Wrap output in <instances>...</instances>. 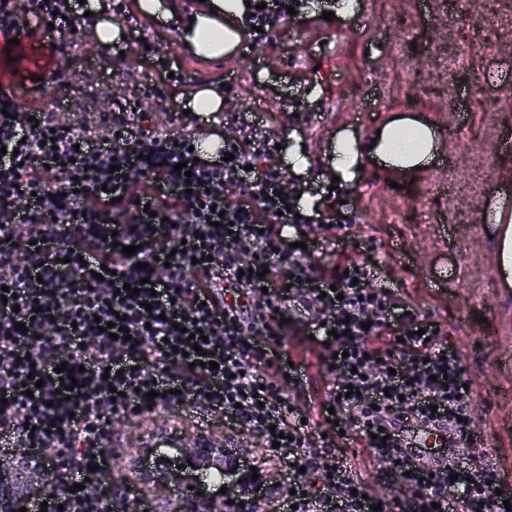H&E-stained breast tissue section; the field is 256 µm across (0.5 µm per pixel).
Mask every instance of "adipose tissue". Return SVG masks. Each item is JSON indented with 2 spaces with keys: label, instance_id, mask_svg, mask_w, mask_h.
I'll use <instances>...</instances> for the list:
<instances>
[{
  "label": "adipose tissue",
  "instance_id": "1",
  "mask_svg": "<svg viewBox=\"0 0 512 512\" xmlns=\"http://www.w3.org/2000/svg\"><path fill=\"white\" fill-rule=\"evenodd\" d=\"M244 15L243 0H212L210 8L193 15L192 28L183 37L197 56H224L240 41ZM435 148L430 128L411 119H399L382 128L372 152L383 163L405 172L427 164Z\"/></svg>",
  "mask_w": 512,
  "mask_h": 512
}]
</instances>
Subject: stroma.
<instances>
[{
    "label": "stroma",
    "mask_w": 512,
    "mask_h": 512,
    "mask_svg": "<svg viewBox=\"0 0 512 512\" xmlns=\"http://www.w3.org/2000/svg\"><path fill=\"white\" fill-rule=\"evenodd\" d=\"M173 2L166 21L135 7L129 14L140 36L176 55L189 74L159 101L158 123L186 110L194 89L217 88L230 112L248 113L276 135L282 170L305 182L314 204L337 191L373 238L379 284L399 291L462 349L476 382L475 428L486 435L489 456L512 470V399L504 397L512 392V288L496 282L488 231L497 207H512V149L502 145L512 135V0H353L345 13L338 10L343 0H303L304 25L280 19L269 42L226 59L198 57L180 40L179 18L205 10L204 0ZM329 11L336 21L327 25L322 15ZM94 41L93 26L83 25L64 64L78 90L65 110L71 121L96 113L98 93L131 101L160 81L141 61L115 73L118 49L88 52ZM491 72L499 77L493 85L485 81ZM406 114L436 135L430 165L404 174L365 157L353 182L333 186L339 137L366 142ZM293 151L305 167L291 168ZM454 257L461 279L431 286L430 271ZM162 420L218 440L227 430L223 420L189 408L116 424L108 479L131 488V512L145 501L156 512L176 506L169 489L143 482L132 467Z\"/></svg>",
    "instance_id": "stroma-1"
}]
</instances>
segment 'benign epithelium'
I'll return each instance as SVG.
<instances>
[{"label": "benign epithelium", "instance_id": "7a95c632", "mask_svg": "<svg viewBox=\"0 0 512 512\" xmlns=\"http://www.w3.org/2000/svg\"><path fill=\"white\" fill-rule=\"evenodd\" d=\"M180 452L184 461L181 468L142 472L143 480L165 485L172 495L178 497L179 512H254L255 503L249 490L253 484L262 485L266 482L263 473H258L256 478L252 477V471L240 469L238 456L231 455L222 445L201 438L184 446ZM212 466L225 473L239 475L242 482L235 483L219 496L196 495V491L190 488L187 471H202ZM53 482V474L35 465L29 451H16L7 469H0V512H13L17 509V501L23 498L26 491L35 492L52 486ZM230 499L234 504H227Z\"/></svg>", "mask_w": 512, "mask_h": 512}]
</instances>
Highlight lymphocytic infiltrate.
<instances>
[{"label": "lymphocytic infiltrate", "instance_id": "f902f5d3", "mask_svg": "<svg viewBox=\"0 0 512 512\" xmlns=\"http://www.w3.org/2000/svg\"><path fill=\"white\" fill-rule=\"evenodd\" d=\"M250 2L253 46L300 5ZM75 20L65 0H0L4 39H30L50 24L59 34L48 51L51 83L27 87L24 107L0 99V286L11 293L0 302V429L57 474L47 512H128V492L107 479L113 422L166 407L257 436L287 475L285 512H507L497 466L471 443L460 348L378 285L360 254L324 262L337 243L332 227L353 219L300 209L299 185L269 164L268 131L226 120L232 158L212 163L196 159L189 138L159 132L150 113L113 108L107 97L105 136L42 121L48 88L61 100L73 94L60 61ZM172 242L184 251L171 253ZM103 268L113 279H97ZM299 306L326 330L315 347L323 386L307 400L289 394L282 368L288 359L308 367L288 349ZM102 322L126 328L128 339H111ZM46 324L52 334L40 335ZM197 332L206 341L196 352L187 338ZM64 365L72 374L63 379ZM403 417L447 418L461 457L434 472L400 461L387 428ZM350 433L377 481L397 485L394 496L367 495L342 451Z\"/></svg>", "mask_w": 512, "mask_h": 512}]
</instances>
